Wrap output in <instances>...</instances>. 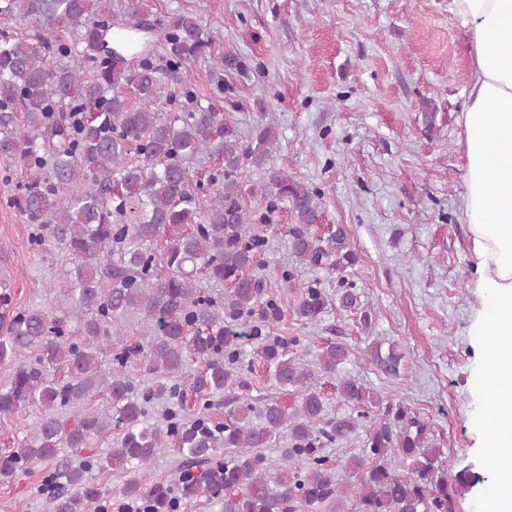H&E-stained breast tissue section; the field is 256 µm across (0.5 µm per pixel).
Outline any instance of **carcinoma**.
Returning <instances> with one entry per match:
<instances>
[{
	"label": "carcinoma",
	"instance_id": "cac0c4a2",
	"mask_svg": "<svg viewBox=\"0 0 512 512\" xmlns=\"http://www.w3.org/2000/svg\"><path fill=\"white\" fill-rule=\"evenodd\" d=\"M0 15L38 36L33 43L0 27V156L20 171L11 204L37 227L38 252L60 245L71 260L48 309L14 306L0 276V364L13 366L0 382V420L26 405L45 408L20 448L0 461V476L44 462L52 512H92L109 490L88 482L87 468L135 473L171 448L181 459V497L222 494L224 512L317 505L345 512L350 500L352 512H455L448 467L425 420L348 376L336 379V392L350 412L323 420L322 379L338 374L349 347L327 340L313 372L297 357L300 337L273 335L280 307L264 297L253 267L279 204L290 205L295 221L282 282L299 295L302 324L320 320L330 299L320 281L295 280L292 266L341 274L358 256L342 225L325 239L311 234L316 195L287 169L268 165L277 150L270 126L257 124L242 142L192 85L172 90L168 70L154 65L158 42L173 69L207 55L204 20L181 15L162 35L140 31L153 22L150 0H0ZM163 101L179 102L178 110L162 111ZM212 158L221 167L201 176ZM246 166L267 176L263 205L253 209L243 204ZM223 283L222 292L206 288ZM135 319L144 342L125 333ZM246 341L291 402L249 395L241 368ZM103 354L111 357L107 374L99 370ZM189 355L204 363L196 393L224 396L229 421L185 422L177 412L163 427L149 419L151 399L176 397L168 381ZM403 358L392 345L384 354L378 344L372 354L394 377ZM136 360L152 385L129 379ZM61 366L67 377L50 376ZM100 395L107 405L86 408L71 425L56 413ZM381 405L364 450L330 465L325 448L357 435ZM114 424L121 433L105 455L89 457L83 468L59 457L61 445L84 448ZM283 437L288 448L273 473L261 449ZM166 481L162 475L145 489L134 476L126 493L149 499V512H171Z\"/></svg>",
	"mask_w": 512,
	"mask_h": 512
}]
</instances>
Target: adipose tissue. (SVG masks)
Segmentation results:
<instances>
[{
    "label": "adipose tissue",
    "instance_id": "adipose-tissue-1",
    "mask_svg": "<svg viewBox=\"0 0 512 512\" xmlns=\"http://www.w3.org/2000/svg\"><path fill=\"white\" fill-rule=\"evenodd\" d=\"M470 44L468 103L461 115L468 157L465 217L485 308L470 328L485 349L512 345V0H451ZM512 364H483L479 381L497 415L483 423L494 473L485 512H512Z\"/></svg>",
    "mask_w": 512,
    "mask_h": 512
}]
</instances>
